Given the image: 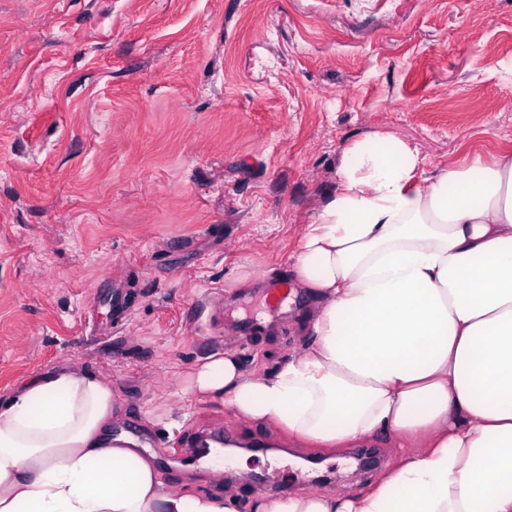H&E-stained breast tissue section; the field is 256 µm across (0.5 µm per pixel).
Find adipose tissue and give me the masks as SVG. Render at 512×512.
<instances>
[{
	"label": "adipose tissue",
	"instance_id": "obj_1",
	"mask_svg": "<svg viewBox=\"0 0 512 512\" xmlns=\"http://www.w3.org/2000/svg\"><path fill=\"white\" fill-rule=\"evenodd\" d=\"M282 279L315 304L301 346L270 372L206 356L182 388L302 441L388 437L390 471L245 507L168 486L113 437L111 381L63 368L0 402V512H512V152L431 171L354 140Z\"/></svg>",
	"mask_w": 512,
	"mask_h": 512
}]
</instances>
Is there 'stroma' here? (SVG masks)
Masks as SVG:
<instances>
[{"instance_id": "stroma-1", "label": "stroma", "mask_w": 512, "mask_h": 512, "mask_svg": "<svg viewBox=\"0 0 512 512\" xmlns=\"http://www.w3.org/2000/svg\"><path fill=\"white\" fill-rule=\"evenodd\" d=\"M374 134L433 169L512 150V0H0V399L75 366L111 380L113 434L168 484L368 489L397 460L386 437L356 475L353 448L178 385L210 354L268 372L298 349L312 297L274 314L266 290ZM203 428L270 448L216 474L182 446Z\"/></svg>"}]
</instances>
